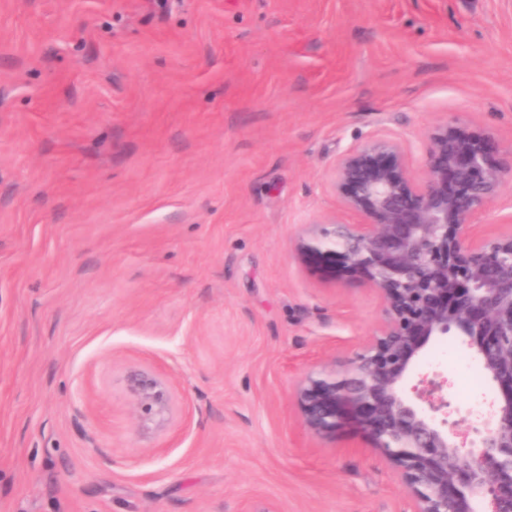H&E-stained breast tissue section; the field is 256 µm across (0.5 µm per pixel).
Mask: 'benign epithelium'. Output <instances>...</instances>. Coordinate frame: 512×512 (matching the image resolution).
Segmentation results:
<instances>
[{
  "instance_id": "7a95c632",
  "label": "benign epithelium",
  "mask_w": 512,
  "mask_h": 512,
  "mask_svg": "<svg viewBox=\"0 0 512 512\" xmlns=\"http://www.w3.org/2000/svg\"><path fill=\"white\" fill-rule=\"evenodd\" d=\"M512 179L492 163L488 142L443 124L430 135L421 172L401 145L374 139L347 150L332 172L343 209L360 224L311 225L300 248L334 260L381 294L385 318L373 339L341 373L307 374L295 391L304 427L321 438L353 429L401 475L415 512H512V232L478 237L472 218ZM452 334L475 355L503 399L490 418L457 441L456 423L436 420L449 403L432 398L421 378L405 391L421 350ZM131 401L144 409L138 433L165 429L174 417L166 383L129 368Z\"/></svg>"
}]
</instances>
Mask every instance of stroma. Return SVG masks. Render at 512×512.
<instances>
[{"label":"stroma","instance_id":"35a3bbf8","mask_svg":"<svg viewBox=\"0 0 512 512\" xmlns=\"http://www.w3.org/2000/svg\"><path fill=\"white\" fill-rule=\"evenodd\" d=\"M512 165V0H0V512H414L295 388L343 370L380 294L297 249L330 175L435 126ZM512 181L477 233L512 232ZM175 403L149 436L128 367ZM417 376L459 433L499 391L452 336Z\"/></svg>","mask_w":512,"mask_h":512}]
</instances>
